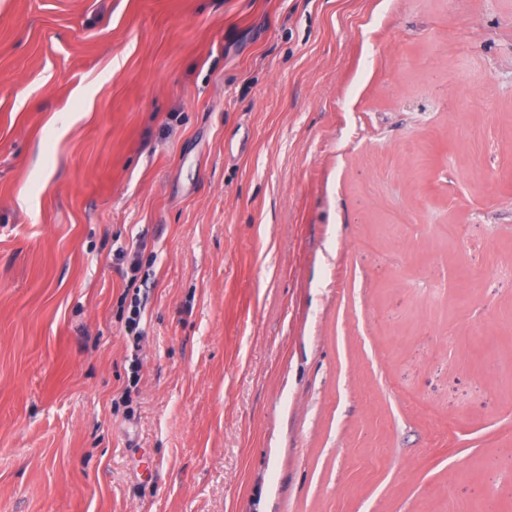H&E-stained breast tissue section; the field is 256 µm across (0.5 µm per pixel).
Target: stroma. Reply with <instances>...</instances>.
<instances>
[{"mask_svg":"<svg viewBox=\"0 0 512 512\" xmlns=\"http://www.w3.org/2000/svg\"><path fill=\"white\" fill-rule=\"evenodd\" d=\"M450 496L512 512V0H0V512ZM144 306L139 297V291L136 290L135 293L131 296L130 302L128 304L127 309V317H126V329L129 336H133L134 341L138 344L141 336L142 330L140 328V323L142 320V312Z\"/></svg>","mask_w":512,"mask_h":512,"instance_id":"obj_1","label":"stroma"}]
</instances>
